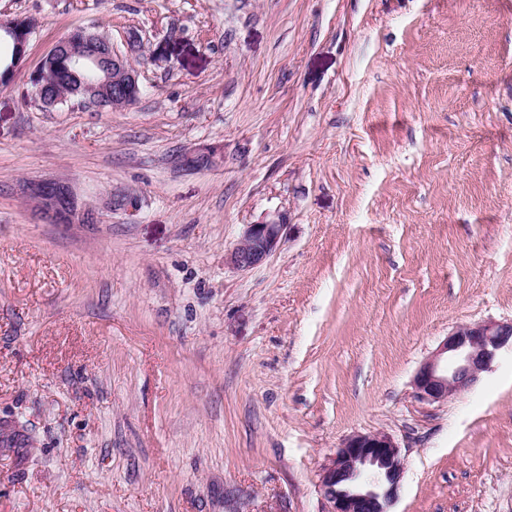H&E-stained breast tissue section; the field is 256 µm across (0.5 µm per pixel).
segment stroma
Listing matches in <instances>:
<instances>
[{
  "label": "stroma",
  "mask_w": 512,
  "mask_h": 512,
  "mask_svg": "<svg viewBox=\"0 0 512 512\" xmlns=\"http://www.w3.org/2000/svg\"><path fill=\"white\" fill-rule=\"evenodd\" d=\"M16 18L0 512H325L322 464L380 431L392 512H512V352L443 403L412 386L456 325L512 321V0H0ZM80 29L129 52L133 105L36 100ZM202 145L219 167L183 165ZM59 177L98 223L34 212L24 183ZM260 221L283 239L237 270ZM285 224L262 222L245 225L227 261L234 268L247 271L261 265L282 241Z\"/></svg>",
  "instance_id": "35a3bbf8"
}]
</instances>
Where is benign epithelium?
Listing matches in <instances>:
<instances>
[{
	"label": "benign epithelium",
	"instance_id": "1",
	"mask_svg": "<svg viewBox=\"0 0 512 512\" xmlns=\"http://www.w3.org/2000/svg\"><path fill=\"white\" fill-rule=\"evenodd\" d=\"M61 54L78 67L93 64L98 78L79 90L100 106L123 109L139 97V75L129 55L108 48L95 34L76 31L58 41L43 64ZM223 161L220 147L202 145L186 152L182 163L208 169ZM24 192L34 211L53 224H93L95 211L82 202L64 179L35 180ZM286 225L262 222L244 225L227 261L247 271L261 265L282 241ZM512 349V322L458 325L413 378L415 397L428 404L441 403L472 387L498 354ZM400 447L386 432L359 433L345 438L321 468L320 490L326 512H391L403 478Z\"/></svg>",
	"mask_w": 512,
	"mask_h": 512
}]
</instances>
